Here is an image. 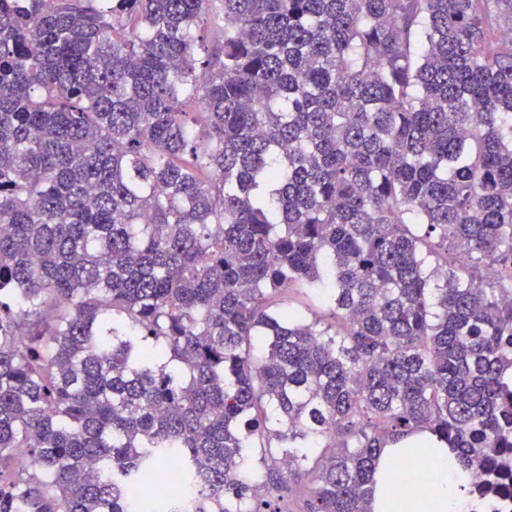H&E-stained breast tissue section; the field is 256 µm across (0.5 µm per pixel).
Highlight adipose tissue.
<instances>
[{"label":"adipose tissue","mask_w":512,"mask_h":512,"mask_svg":"<svg viewBox=\"0 0 512 512\" xmlns=\"http://www.w3.org/2000/svg\"><path fill=\"white\" fill-rule=\"evenodd\" d=\"M417 437H408L391 448L383 449L376 466L377 495L372 505L373 512H468L461 491V472L447 449L436 451L440 479L433 488H416L408 492L389 478V467L393 459L407 456L410 448L416 447Z\"/></svg>","instance_id":"adipose-tissue-1"}]
</instances>
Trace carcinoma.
Returning <instances> with one entry per match:
<instances>
[{
	"instance_id": "cac0c4a2",
	"label": "carcinoma",
	"mask_w": 512,
	"mask_h": 512,
	"mask_svg": "<svg viewBox=\"0 0 512 512\" xmlns=\"http://www.w3.org/2000/svg\"><path fill=\"white\" fill-rule=\"evenodd\" d=\"M221 2L0 0V512L512 498V0ZM288 304L302 311L310 318L320 317L325 313L322 297L307 289L294 291L290 295ZM420 435L405 438L392 448H384L376 466L377 495L372 512H469L461 491L463 479L453 459L448 458V449L437 448L436 457L440 469V479L432 489L417 487L414 492H406L402 485H396L389 478L390 462L403 456L409 462L420 463L419 459L408 454L410 448H417ZM390 498L393 507L385 510V502Z\"/></svg>"
}]
</instances>
